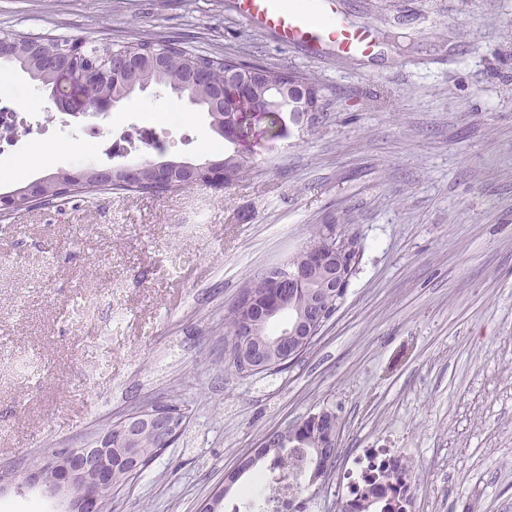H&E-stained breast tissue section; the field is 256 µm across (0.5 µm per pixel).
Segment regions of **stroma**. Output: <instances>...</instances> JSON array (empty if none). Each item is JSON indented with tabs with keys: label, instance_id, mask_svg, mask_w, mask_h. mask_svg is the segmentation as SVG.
I'll list each match as a JSON object with an SVG mask.
<instances>
[{
	"label": "stroma",
	"instance_id": "stroma-1",
	"mask_svg": "<svg viewBox=\"0 0 512 512\" xmlns=\"http://www.w3.org/2000/svg\"><path fill=\"white\" fill-rule=\"evenodd\" d=\"M380 36L351 62L282 49L233 0H0V31L144 38L314 78L309 131L251 114L247 176L158 197L94 193L0 219V464L81 448L111 419L170 398L182 437L109 512H198L270 431L333 410L341 426L311 512H338L344 472L404 449L412 512H512V0H342ZM173 113L156 139L197 161L224 141L207 112L150 87L101 127ZM126 163L136 162L128 155ZM81 140L20 135L0 193L118 164ZM363 251L336 314L288 369L224 356L242 283L313 226Z\"/></svg>",
	"mask_w": 512,
	"mask_h": 512
}]
</instances>
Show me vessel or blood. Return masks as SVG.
Here are the masks:
<instances>
[{
	"instance_id": "b4317fda",
	"label": "vessel or blood",
	"mask_w": 512,
	"mask_h": 512,
	"mask_svg": "<svg viewBox=\"0 0 512 512\" xmlns=\"http://www.w3.org/2000/svg\"><path fill=\"white\" fill-rule=\"evenodd\" d=\"M238 14L252 27L271 32L286 49L310 53L368 56L376 49L370 26L353 22L341 0H234Z\"/></svg>"
}]
</instances>
